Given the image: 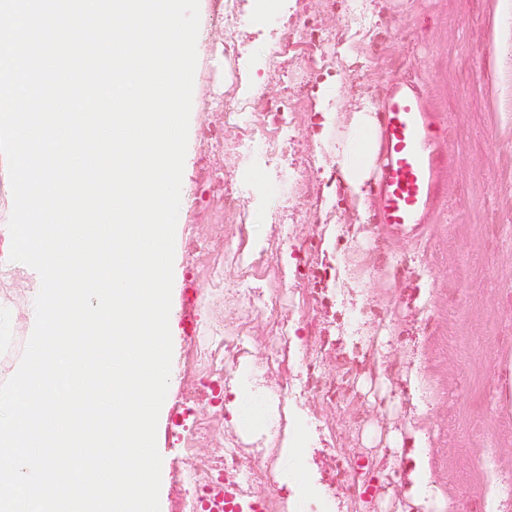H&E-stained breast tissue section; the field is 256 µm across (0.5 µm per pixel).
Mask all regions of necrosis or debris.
I'll list each match as a JSON object with an SVG mask.
<instances>
[{
  "instance_id": "necrosis-or-debris-1",
  "label": "necrosis or debris",
  "mask_w": 512,
  "mask_h": 512,
  "mask_svg": "<svg viewBox=\"0 0 512 512\" xmlns=\"http://www.w3.org/2000/svg\"><path fill=\"white\" fill-rule=\"evenodd\" d=\"M240 0H215L213 22L224 35L207 40L210 62L223 65L234 54L239 37ZM212 103L221 108L228 128L245 149H258L266 164L279 159L281 140L290 124L287 107H277L271 127L253 120L252 100L227 102L222 89H214ZM248 229L213 224V243L204 263L208 286L196 296L197 314L192 337L182 357V395L167 437L181 448L179 465L173 471L172 512H288L287 498L277 496L281 476L266 435L243 439L227 427L226 406L235 374L243 364L254 361L251 323L265 317L271 331L265 340L267 374L288 379L289 298L281 283L286 270L272 268L264 249L248 244ZM10 245L0 234V299L26 311L31 289L18 268L7 266ZM233 294L236 324L227 327L212 317L211 302Z\"/></svg>"
}]
</instances>
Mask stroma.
<instances>
[{
    "label": "stroma",
    "instance_id": "obj_1",
    "mask_svg": "<svg viewBox=\"0 0 512 512\" xmlns=\"http://www.w3.org/2000/svg\"><path fill=\"white\" fill-rule=\"evenodd\" d=\"M234 68L276 54L281 76L258 79L263 110L302 102L288 129V165L248 157L235 140L212 153L204 124L213 75L198 53L183 196L177 223L170 316L173 358L186 348L181 307L187 270L207 225L237 224L193 192L211 168L244 199L251 240L288 270L293 298L288 425L301 446L283 474L308 473L332 512H411L413 461L393 433L422 423L431 482L449 512H512V0H243ZM270 15L266 24L254 16ZM324 57L325 65L313 64ZM421 90L442 120L448 175L420 237L389 235L375 196L358 214L318 147L322 85L353 107L380 106L395 83ZM347 269L353 284L340 282ZM391 332L388 353L377 346ZM420 360L421 404L409 370Z\"/></svg>",
    "mask_w": 512,
    "mask_h": 512
}]
</instances>
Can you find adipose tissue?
I'll return each instance as SVG.
<instances>
[{
    "label": "adipose tissue",
    "mask_w": 512,
    "mask_h": 512,
    "mask_svg": "<svg viewBox=\"0 0 512 512\" xmlns=\"http://www.w3.org/2000/svg\"><path fill=\"white\" fill-rule=\"evenodd\" d=\"M340 108V101L335 100L332 95H322V122L318 139L322 142L335 139L334 162L341 174L344 189L352 203L361 208L366 202L365 186L376 168L379 154L377 119L371 108H361L352 112L347 130L342 133L338 130ZM358 150L362 151L364 158L357 164L354 163L353 156ZM407 436L412 439L411 448L406 450L413 461V468L407 474L413 505L419 512H446L445 500L435 493L430 483L424 430L409 429Z\"/></svg>",
    "instance_id": "adipose-tissue-1"
}]
</instances>
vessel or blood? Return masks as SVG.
I'll return each instance as SVG.
<instances>
[{
	"label": "vessel or blood",
	"instance_id": "b4317fda",
	"mask_svg": "<svg viewBox=\"0 0 512 512\" xmlns=\"http://www.w3.org/2000/svg\"><path fill=\"white\" fill-rule=\"evenodd\" d=\"M379 218L390 233L427 223L445 172L443 130L426 98L396 84L380 106Z\"/></svg>",
	"mask_w": 512,
	"mask_h": 512
}]
</instances>
